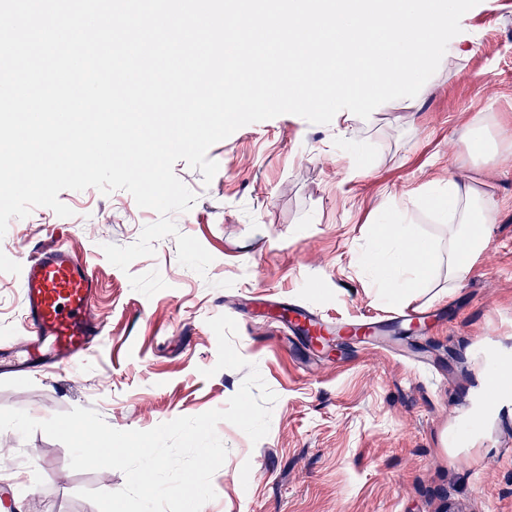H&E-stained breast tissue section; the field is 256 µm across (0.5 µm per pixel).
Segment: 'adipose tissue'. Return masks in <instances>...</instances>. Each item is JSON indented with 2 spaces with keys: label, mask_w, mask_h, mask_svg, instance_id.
<instances>
[{
  "label": "adipose tissue",
  "mask_w": 512,
  "mask_h": 512,
  "mask_svg": "<svg viewBox=\"0 0 512 512\" xmlns=\"http://www.w3.org/2000/svg\"><path fill=\"white\" fill-rule=\"evenodd\" d=\"M444 185V190L430 195L427 204L448 225V280L456 283L470 272L488 226L496 219L498 204L475 181L451 177ZM433 259L431 241L414 225L384 219L374 249L360 263L373 273L376 284L391 287L393 297L403 300L422 286Z\"/></svg>",
  "instance_id": "obj_1"
}]
</instances>
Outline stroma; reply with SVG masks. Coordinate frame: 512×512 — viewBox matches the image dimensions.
<instances>
[{"mask_svg": "<svg viewBox=\"0 0 512 512\" xmlns=\"http://www.w3.org/2000/svg\"><path fill=\"white\" fill-rule=\"evenodd\" d=\"M461 28L466 54L444 60L418 107L396 99L366 122L284 114L244 126L209 149L219 170L208 184L178 161L196 202L174 220L212 255L205 274L178 262L171 236L128 270L108 262L102 244H132L158 219L124 190H65L58 198L71 217L38 207L11 219L0 239V408L38 420L92 408L115 429L149 430L225 407L243 376L216 370L207 321L227 315L236 349L277 401L258 443L218 424L228 456L202 512H512V389L486 399L497 369L512 363V160L487 162L467 147L479 115L484 137L512 139V0H480ZM451 175L481 181L499 204L471 273L453 287L441 220L427 204ZM402 206L436 244L429 277L407 302L379 294L359 264L378 220ZM50 245L96 278L103 340L75 365L14 372L26 334L21 267ZM153 269L166 289L150 298L132 290L129 274ZM267 295L336 320L435 309L430 333L411 338L430 368L386 345L293 335L287 312L262 305ZM18 475L25 491L14 487ZM124 484L114 469L72 470L65 445L43 432L0 431V512H98L79 490Z\"/></svg>", "mask_w": 512, "mask_h": 512, "instance_id": "obj_1", "label": "stroma"}]
</instances>
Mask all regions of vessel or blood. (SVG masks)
Wrapping results in <instances>:
<instances>
[{"instance_id": "obj_1", "label": "vessel or blood", "mask_w": 512, "mask_h": 512, "mask_svg": "<svg viewBox=\"0 0 512 512\" xmlns=\"http://www.w3.org/2000/svg\"><path fill=\"white\" fill-rule=\"evenodd\" d=\"M22 304L30 326L31 349L49 345L56 361L70 364L84 358L101 333L90 306L97 283L87 266L60 247L38 249L21 273ZM291 320L298 328L314 327L330 335L374 337V324L332 325L322 314L297 307Z\"/></svg>"}]
</instances>
